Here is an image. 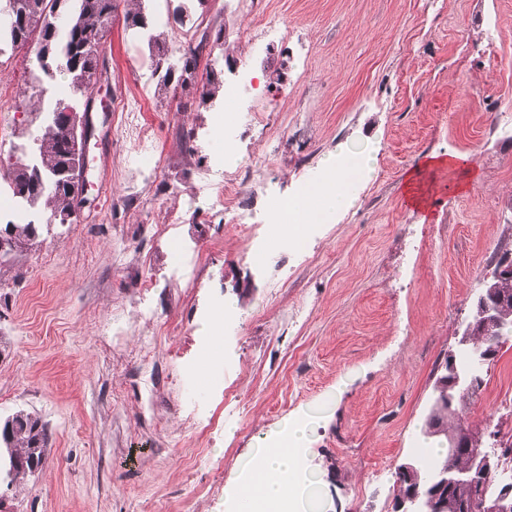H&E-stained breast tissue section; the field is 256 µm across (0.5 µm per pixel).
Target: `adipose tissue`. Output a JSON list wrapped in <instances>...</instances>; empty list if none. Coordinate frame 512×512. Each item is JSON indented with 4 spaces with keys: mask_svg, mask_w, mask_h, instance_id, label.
I'll list each match as a JSON object with an SVG mask.
<instances>
[{
    "mask_svg": "<svg viewBox=\"0 0 512 512\" xmlns=\"http://www.w3.org/2000/svg\"><path fill=\"white\" fill-rule=\"evenodd\" d=\"M458 168L459 158L454 154L430 159L415 168L404 184L407 202L415 207L424 206L434 172L445 169L453 173ZM324 170L322 181L301 186L282 206L277 226L289 243L304 238L310 226L325 223L328 217L353 206L355 186L369 180L374 173V155L368 148L344 152L328 158ZM304 442V430L291 428L281 440L266 442L259 448L254 461L264 474L261 492L265 499H285L301 505L309 477L301 468L296 451Z\"/></svg>",
    "mask_w": 512,
    "mask_h": 512,
    "instance_id": "obj_1",
    "label": "adipose tissue"
}]
</instances>
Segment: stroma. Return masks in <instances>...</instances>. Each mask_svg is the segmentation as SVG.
Wrapping results in <instances>:
<instances>
[{
  "label": "stroma",
  "instance_id": "1",
  "mask_svg": "<svg viewBox=\"0 0 512 512\" xmlns=\"http://www.w3.org/2000/svg\"><path fill=\"white\" fill-rule=\"evenodd\" d=\"M169 49L225 27L206 61L239 90L224 162L223 99L177 109L116 18L93 112L90 202L0 264V419L36 414L49 455L0 512H228L257 448L306 428L309 512H395V467L437 458L423 431L434 383L500 249H512V0H145ZM22 53L0 56V154L26 141ZM197 151L183 155V130ZM376 165L353 207L264 262L249 250L278 201L336 151ZM437 172L421 208L407 174ZM233 303L232 321L214 308ZM219 340L221 376L186 373ZM158 371L145 400L140 362ZM459 413L512 431V341ZM459 159L455 154H449L448 158H433L410 172L404 184L407 202L414 207L424 206L434 171L445 168L448 173H454L459 169Z\"/></svg>",
  "mask_w": 512,
  "mask_h": 512
}]
</instances>
